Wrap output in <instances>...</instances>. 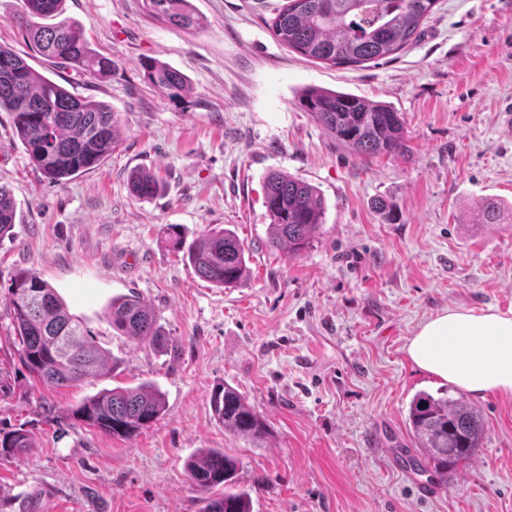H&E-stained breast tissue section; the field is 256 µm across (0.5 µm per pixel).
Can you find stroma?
Here are the masks:
<instances>
[{"label":"stroma","mask_w":512,"mask_h":512,"mask_svg":"<svg viewBox=\"0 0 512 512\" xmlns=\"http://www.w3.org/2000/svg\"><path fill=\"white\" fill-rule=\"evenodd\" d=\"M201 31L152 19L143 0H65L92 47L115 63L106 79L60 69L15 25L19 0H0V44L35 70L104 101L121 144L98 169L49 182L0 112V185L18 217L0 241V428L27 430L30 453L0 461L11 512H201L188 457L221 448L241 461L254 512H512V396L471 397L488 427L459 483L419 498L402 459L418 448L411 399L446 381L414 366L405 346L450 308L512 311V223L477 224L482 200L512 204V141L497 114L512 106V0H437L416 42L393 59L330 65L289 51L266 25L284 0H191ZM152 57L188 79L174 99L145 81ZM308 86L351 92L401 113L408 148L362 160L297 103ZM163 192H129L130 171ZM282 170L317 188L326 215L298 258L267 247L263 180ZM386 199L389 211L375 208ZM234 227L250 251L237 288L196 275L166 242ZM35 271L79 316L113 374L70 387L36 384L21 367L7 314L8 284ZM138 292L164 347L116 335L112 297ZM156 385L166 411L126 441L68 411L104 388ZM231 385L263 414L254 448L210 405ZM55 408L53 420L45 405Z\"/></svg>","instance_id":"1"}]
</instances>
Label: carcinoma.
<instances>
[{"label":"carcinoma","mask_w":512,"mask_h":512,"mask_svg":"<svg viewBox=\"0 0 512 512\" xmlns=\"http://www.w3.org/2000/svg\"><path fill=\"white\" fill-rule=\"evenodd\" d=\"M437 0H285L268 21L286 48L317 62L359 65L377 62L407 47ZM64 0H21L14 19L33 50L58 68H74L94 78L112 73L113 63L91 48L85 28L61 18ZM146 11L165 23L202 30L206 20L190 0H144ZM145 80L179 98L187 90L185 76L153 58L142 60ZM336 143L360 159L403 152L406 129L400 113L387 103L353 93L318 87L298 97ZM0 112L8 113L31 165L51 182L62 183L105 163L117 147L121 122L112 107L84 99L34 70L12 49L0 45ZM131 194L144 199L161 191L159 179L135 173ZM264 206L270 219L266 245L288 250L297 258L325 223V204L310 183L284 171L264 179ZM17 203L0 186V239L16 224ZM512 220L502 205L489 199L475 213L477 224ZM169 242L183 253L196 274L219 288L239 284L249 270V252L236 231L212 227L186 246L178 229ZM9 316L18 340L19 363L29 376L48 387H67L105 374L106 352L70 313L47 281L30 270L10 279ZM112 330L136 345L161 346L164 336L152 307L136 295L112 298L108 305ZM214 416L228 432L261 448L270 439L262 414L235 388L226 385L211 398ZM166 410L163 393L151 383L103 389L71 410V415L106 435L130 440L151 428ZM408 426L422 458L412 465L432 472L443 487L457 480V470L482 447L487 427L481 413L461 394L420 392L410 402ZM33 447L21 427L0 429V460L26 455ZM239 461L218 448L200 451L185 464L191 486L207 494L201 512H253L247 490L236 486Z\"/></svg>","instance_id":"obj_1"}]
</instances>
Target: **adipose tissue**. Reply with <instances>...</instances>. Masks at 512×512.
Listing matches in <instances>:
<instances>
[{"label":"adipose tissue","instance_id":"obj_1","mask_svg":"<svg viewBox=\"0 0 512 512\" xmlns=\"http://www.w3.org/2000/svg\"><path fill=\"white\" fill-rule=\"evenodd\" d=\"M406 354L419 369L473 396H512L511 314L444 311L418 327Z\"/></svg>","mask_w":512,"mask_h":512}]
</instances>
